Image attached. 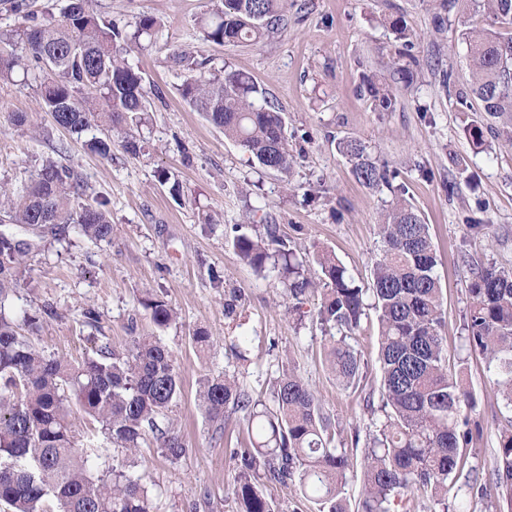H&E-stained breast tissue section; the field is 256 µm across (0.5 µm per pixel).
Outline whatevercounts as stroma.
I'll use <instances>...</instances> for the list:
<instances>
[{"instance_id":"stroma-1","label":"stroma","mask_w":512,"mask_h":512,"mask_svg":"<svg viewBox=\"0 0 512 512\" xmlns=\"http://www.w3.org/2000/svg\"><path fill=\"white\" fill-rule=\"evenodd\" d=\"M439 4L287 0V23L277 34L254 45L219 46L201 40L199 25L220 0H91L94 11L125 30L144 16L160 24L152 40L129 51L150 105L144 149L135 157L117 139L111 157L90 152L41 109L34 83L18 74L0 83V184L30 182L53 159L74 168L87 197L109 199L114 226L111 243L95 244L71 230L33 257L8 305L13 319L37 315L36 348L75 363L96 357L104 345L126 352L138 336L155 337L174 354L182 393L169 416L188 453L171 462L149 440L136 452L113 447L104 457L141 479L154 512H238L230 451L247 443V423L238 412L223 435L213 434L196 402L204 377L232 374L269 406L272 384L290 363L334 425L381 421L362 394L337 385L318 324L288 316L283 284L242 263L225 227L278 224L290 248L302 254L325 248L366 285L382 248L381 215L397 194L417 209L437 251L448 368L462 371L476 394L484 437L470 462L480 479L489 478L498 433L512 410L487 360L468 350L463 315L472 262L512 269V142L488 130L486 151H477L465 129L482 117V103L473 98L464 107L455 97L469 88L460 32L488 26L486 11L444 13ZM395 19L406 24L412 48L391 31ZM183 52L198 70L239 72L266 89L284 113L297 157L290 175L262 170L182 99L186 70L175 57ZM396 62L410 65L412 82L394 77ZM366 75L389 84L392 109L375 111ZM11 112L27 113L28 123L11 125ZM344 137L361 139L387 165L389 188L376 192L356 182L336 146ZM469 224L488 225V235L465 240ZM147 291L171 304L175 322L153 323L139 304ZM233 291L242 298L230 314L224 302ZM199 329L210 338L208 351H197L192 340Z\"/></svg>"}]
</instances>
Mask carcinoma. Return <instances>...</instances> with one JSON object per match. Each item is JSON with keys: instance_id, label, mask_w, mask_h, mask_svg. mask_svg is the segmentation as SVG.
I'll use <instances>...</instances> for the list:
<instances>
[{"instance_id": "obj_1", "label": "carcinoma", "mask_w": 512, "mask_h": 512, "mask_svg": "<svg viewBox=\"0 0 512 512\" xmlns=\"http://www.w3.org/2000/svg\"><path fill=\"white\" fill-rule=\"evenodd\" d=\"M7 12L29 25L1 33L0 42L18 48L0 52V80L20 68L36 84L41 107L54 122L80 138L105 127L123 139L125 149L140 152L136 131L149 112L142 78L127 57V46L152 37L156 19L143 17L129 34L96 14L88 0H67L64 23L40 21L30 0H0ZM485 9L501 24L512 25V0H485ZM285 0H222V7L200 26L202 40L215 45L258 43L278 32ZM470 49V94L483 103L487 118L501 123L512 141V36L488 29L461 33ZM183 99L222 130L259 165L288 174L295 156L289 147L281 109L266 91L240 73L189 74L180 86ZM89 149L112 155V137H93ZM355 179L380 190L390 187L389 170L358 138L339 142ZM6 198L0 218V504L10 512H153L140 479L117 466L102 469L106 448L76 447V415L98 425L107 443L133 451L152 437L165 459L174 461L187 446L168 412L181 394L174 355L157 340L137 338L126 354L109 347L98 357L72 364L45 356L31 337L18 331L6 302L20 288L31 255L69 229L96 243L112 242L109 200L82 202L84 185L72 168L46 160L36 177ZM231 227L240 260L259 272L283 279L288 314L304 316L303 298L317 297L312 316L329 336L328 362L338 384L366 392L368 372L347 339L359 332L368 310L379 324L380 411L378 429L354 426L350 439L336 436L314 391L296 368L282 371L273 385L275 408L258 402L234 376L205 380L198 404L215 433L225 429L228 412H242L251 432L250 446L234 448L237 465L233 495L242 512H280L258 487L256 470L281 484L299 483L302 497L316 512H351L344 497L354 458L346 444L365 445L363 493L356 512H420L429 502L449 512L456 481L473 496L492 486L498 508L512 512V424L498 435V455L490 482L480 481L466 450L483 437L473 417L476 401L461 377L448 372V347L441 336L442 288L438 258L428 225L397 197L379 224L383 249L369 286L360 285L332 253L311 258L288 247L276 224L260 234ZM320 275L312 276L310 263ZM464 329L467 346L483 355L504 397L512 405V271L476 263L468 285ZM140 304L153 322L165 327L177 314L154 297Z\"/></svg>"}]
</instances>
